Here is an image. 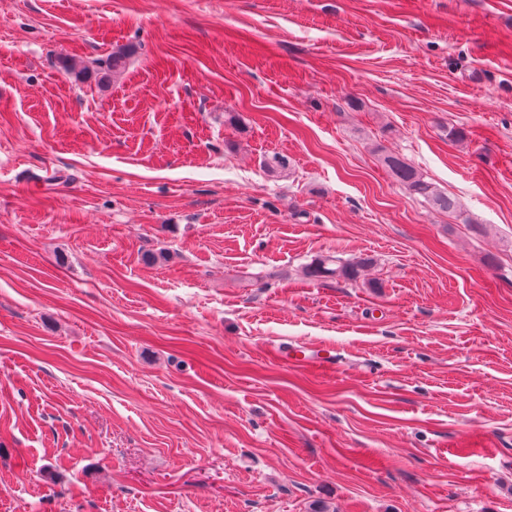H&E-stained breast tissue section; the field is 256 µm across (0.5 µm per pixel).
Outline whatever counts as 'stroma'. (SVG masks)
<instances>
[{
	"label": "stroma",
	"instance_id": "stroma-1",
	"mask_svg": "<svg viewBox=\"0 0 512 512\" xmlns=\"http://www.w3.org/2000/svg\"><path fill=\"white\" fill-rule=\"evenodd\" d=\"M318 502L512 512V0H0V512ZM381 156L383 164L389 169L394 179L410 195L424 198L439 212L456 213L458 210L456 199L426 180L423 174L404 158L394 152H386ZM371 257L357 260H344L334 255L319 256L308 266V273L313 278H336L356 281L363 268L373 264Z\"/></svg>",
	"mask_w": 512,
	"mask_h": 512
}]
</instances>
